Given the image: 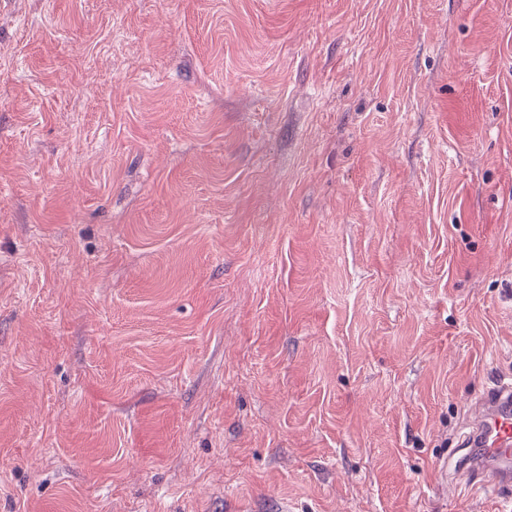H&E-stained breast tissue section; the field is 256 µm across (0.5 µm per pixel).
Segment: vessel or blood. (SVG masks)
I'll return each mask as SVG.
<instances>
[{
  "label": "vessel or blood",
  "instance_id": "vessel-or-blood-1",
  "mask_svg": "<svg viewBox=\"0 0 512 512\" xmlns=\"http://www.w3.org/2000/svg\"><path fill=\"white\" fill-rule=\"evenodd\" d=\"M464 447L467 469L477 483L505 497L512 494V381H498L471 412Z\"/></svg>",
  "mask_w": 512,
  "mask_h": 512
}]
</instances>
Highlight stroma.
Here are the masks:
<instances>
[{
    "label": "stroma",
    "instance_id": "obj_1",
    "mask_svg": "<svg viewBox=\"0 0 512 512\" xmlns=\"http://www.w3.org/2000/svg\"><path fill=\"white\" fill-rule=\"evenodd\" d=\"M512 0H0V512H512ZM462 436L470 448L467 470L492 494L510 499L512 489V381L487 389L470 413Z\"/></svg>",
    "mask_w": 512,
    "mask_h": 512
}]
</instances>
